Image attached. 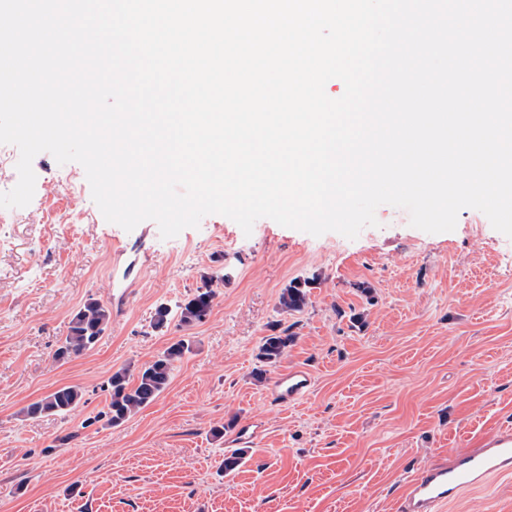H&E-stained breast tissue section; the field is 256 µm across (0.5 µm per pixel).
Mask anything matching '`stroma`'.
Instances as JSON below:
<instances>
[{"mask_svg":"<svg viewBox=\"0 0 512 512\" xmlns=\"http://www.w3.org/2000/svg\"><path fill=\"white\" fill-rule=\"evenodd\" d=\"M31 203L0 223V512H398L418 472L512 427V238L480 211L430 234L406 210L377 208L356 239L258 219L251 234L211 214L164 239L151 220L107 222L83 167L33 160ZM316 278L302 313L279 308L292 279ZM214 279L211 313L153 327ZM370 293H362L361 285ZM112 317L96 346L52 357L88 299ZM295 340L253 377L271 326ZM191 337L167 389L117 427L87 425L112 372ZM306 368L311 392L273 401L274 377ZM63 386L66 417L24 407ZM261 427L233 472L214 427ZM445 512H512V477L467 491Z\"/></svg>","mask_w":512,"mask_h":512,"instance_id":"obj_1","label":"stroma"}]
</instances>
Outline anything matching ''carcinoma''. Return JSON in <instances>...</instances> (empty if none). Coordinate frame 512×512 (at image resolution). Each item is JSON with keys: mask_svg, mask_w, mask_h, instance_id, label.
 I'll list each match as a JSON object with an SVG mask.
<instances>
[{"mask_svg": "<svg viewBox=\"0 0 512 512\" xmlns=\"http://www.w3.org/2000/svg\"><path fill=\"white\" fill-rule=\"evenodd\" d=\"M312 281L297 278L290 281L279 297L280 309L291 315L301 313L309 303ZM215 290L213 281H207L197 293L174 312L166 305H159L154 314V328L168 326L172 315H177L180 324L192 326L203 321L211 312ZM111 320L110 309L97 299H88L73 315L69 332L54 351V359L66 361L92 349L102 338ZM294 342L290 329L272 327V333L263 337L258 360L262 367L254 371L256 380L266 374L264 367L276 364ZM192 351V343L181 338L170 343L154 360L137 368L136 377L124 367L112 372L107 380L109 402L106 410L99 412L89 424L104 422L114 427L121 425L130 416L153 403L168 387L175 364ZM83 403V392L77 386H63L43 399L22 410L28 418L44 415H66Z\"/></svg>", "mask_w": 512, "mask_h": 512, "instance_id": "carcinoma-1", "label": "carcinoma"}]
</instances>
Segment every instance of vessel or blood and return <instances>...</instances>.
<instances>
[{"label": "vessel or blood", "mask_w": 512, "mask_h": 512, "mask_svg": "<svg viewBox=\"0 0 512 512\" xmlns=\"http://www.w3.org/2000/svg\"><path fill=\"white\" fill-rule=\"evenodd\" d=\"M313 385L310 372L294 368L281 372L270 394L283 405L307 396ZM512 476V428L504 427L475 448L457 453L448 462L424 469L406 485L398 512H442L467 490L485 486L492 478Z\"/></svg>", "instance_id": "1"}]
</instances>
